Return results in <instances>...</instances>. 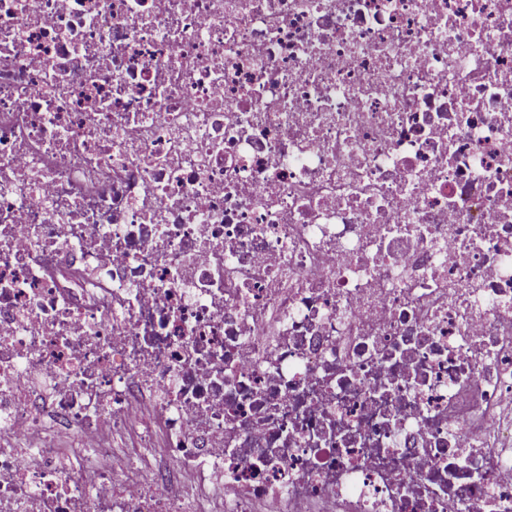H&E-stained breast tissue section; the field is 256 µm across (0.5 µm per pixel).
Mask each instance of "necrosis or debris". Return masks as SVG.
<instances>
[{
	"instance_id": "obj_1",
	"label": "necrosis or debris",
	"mask_w": 512,
	"mask_h": 512,
	"mask_svg": "<svg viewBox=\"0 0 512 512\" xmlns=\"http://www.w3.org/2000/svg\"><path fill=\"white\" fill-rule=\"evenodd\" d=\"M0 512H512V0H0Z\"/></svg>"
}]
</instances>
